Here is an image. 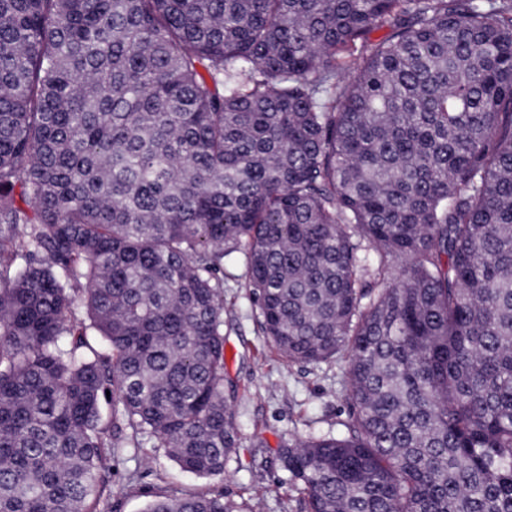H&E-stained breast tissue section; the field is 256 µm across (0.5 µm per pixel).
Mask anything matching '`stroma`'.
I'll return each mask as SVG.
<instances>
[{
  "mask_svg": "<svg viewBox=\"0 0 512 512\" xmlns=\"http://www.w3.org/2000/svg\"><path fill=\"white\" fill-rule=\"evenodd\" d=\"M242 254L224 260L225 395L239 446L220 477L182 472L153 440L119 449L105 474L97 512H142L158 497L223 495L233 512H305L277 460L280 445L324 434L344 435L351 422L343 393L346 363L287 362L269 343L257 305L244 288Z\"/></svg>",
  "mask_w": 512,
  "mask_h": 512,
  "instance_id": "stroma-1",
  "label": "stroma"
}]
</instances>
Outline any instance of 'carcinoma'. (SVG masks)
Listing matches in <instances>:
<instances>
[{
  "mask_svg": "<svg viewBox=\"0 0 512 512\" xmlns=\"http://www.w3.org/2000/svg\"><path fill=\"white\" fill-rule=\"evenodd\" d=\"M235 252L346 358L306 512H512V0H0V512H95L143 434L224 474Z\"/></svg>",
  "mask_w": 512,
  "mask_h": 512,
  "instance_id": "carcinoma-1",
  "label": "carcinoma"
}]
</instances>
